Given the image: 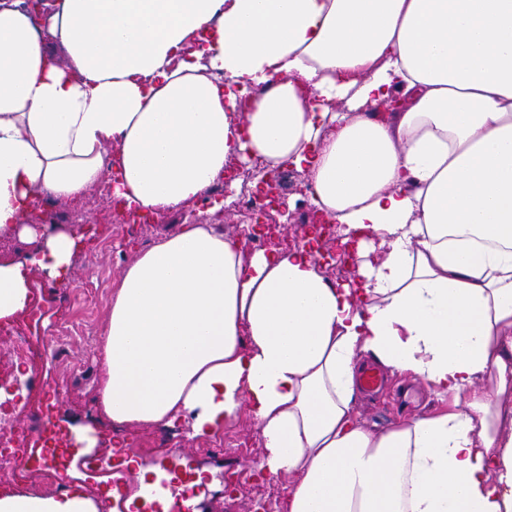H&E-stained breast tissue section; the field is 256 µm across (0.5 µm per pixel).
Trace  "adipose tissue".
I'll return each instance as SVG.
<instances>
[{"mask_svg":"<svg viewBox=\"0 0 512 512\" xmlns=\"http://www.w3.org/2000/svg\"><path fill=\"white\" fill-rule=\"evenodd\" d=\"M233 157L306 171L378 255L338 286L315 233L249 252L180 225L112 293L106 415L200 437L248 410L257 472L292 479L281 512H512V0H58L45 20L0 0V232L107 175L127 208L175 211ZM76 248L0 262V318ZM366 356L460 401L370 431ZM0 512L97 509L77 485Z\"/></svg>","mask_w":512,"mask_h":512,"instance_id":"adipose-tissue-1","label":"adipose tissue"}]
</instances>
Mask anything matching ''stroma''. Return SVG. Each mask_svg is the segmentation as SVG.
Listing matches in <instances>:
<instances>
[{
	"label": "stroma",
	"instance_id": "1",
	"mask_svg": "<svg viewBox=\"0 0 512 512\" xmlns=\"http://www.w3.org/2000/svg\"><path fill=\"white\" fill-rule=\"evenodd\" d=\"M112 197H99L88 190L80 205L57 204L59 228L62 232L83 235L87 243L79 247L72 261L69 280L50 278L34 270L29 282V295L42 303L41 313H22L12 319L32 342L45 341L54 333L62 319L78 323L79 336L65 354L49 355L34 366L32 373L41 381L57 386L64 399L61 413L62 431L70 433L76 426L91 427L97 438L94 447L72 449L68 462L71 483L82 485L87 497L95 501L99 512H129L130 503L142 496L135 478H127L122 496H111V476L97 466L100 457L113 454L108 427L110 419L98 401L106 375V366L99 348L100 338L112 308V291L123 271L144 251L146 245L156 244L177 230L180 224H215L224 234L243 239L247 218L223 208L209 211L200 205L187 211L166 212L152 217L147 224H125L113 211ZM402 381L388 377L382 395H357L355 415L366 428L382 432L401 420H411L442 407L443 401L426 383H419L412 403L401 402L397 390ZM162 430L156 426H132L126 429L128 445L134 448L141 466L156 469L169 450L160 446ZM175 443L184 448L185 456L177 475L188 470H207L212 479L207 489L195 499V512H253L254 499H270L280 505L288 492V479L255 478L251 470L262 451V439L253 418L240 413L225 424L218 433L191 438L186 428L172 432ZM224 443V463L216 465L207 449L216 441ZM234 476V491H226L223 481L217 480V470Z\"/></svg>",
	"mask_w": 512,
	"mask_h": 512
}]
</instances>
